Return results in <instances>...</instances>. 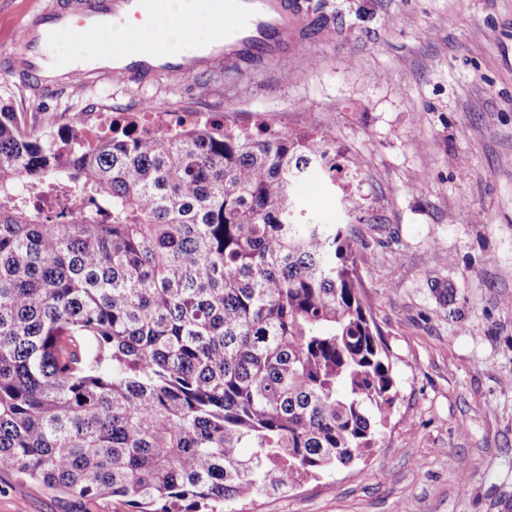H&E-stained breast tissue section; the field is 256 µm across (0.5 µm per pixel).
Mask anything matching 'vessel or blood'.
I'll list each match as a JSON object with an SVG mask.
<instances>
[{
  "mask_svg": "<svg viewBox=\"0 0 512 512\" xmlns=\"http://www.w3.org/2000/svg\"><path fill=\"white\" fill-rule=\"evenodd\" d=\"M209 15L223 18L232 38L204 39L198 55L188 57L160 46L142 50L127 42L111 55L80 63L59 59L68 82H87L100 73L116 82L146 83L160 75L189 77L206 63H237L245 59L286 61L297 42L296 0H202ZM164 0H58L36 22L22 27L19 49L11 59L15 73L39 88L53 85L47 44L66 36H94L126 27L132 20L155 25L161 18Z\"/></svg>",
  "mask_w": 512,
  "mask_h": 512,
  "instance_id": "b4317fda",
  "label": "vessel or blood"
}]
</instances>
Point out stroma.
<instances>
[{"label": "stroma", "instance_id": "stroma-1", "mask_svg": "<svg viewBox=\"0 0 512 512\" xmlns=\"http://www.w3.org/2000/svg\"><path fill=\"white\" fill-rule=\"evenodd\" d=\"M57 0H0V99L40 126L152 103L318 133L357 165L338 215L324 180L302 194L351 224L363 299L390 350L397 399L375 448L224 512H512V0H302L287 62L41 93L9 68L14 33ZM0 512H127L0 466Z\"/></svg>", "mask_w": 512, "mask_h": 512}]
</instances>
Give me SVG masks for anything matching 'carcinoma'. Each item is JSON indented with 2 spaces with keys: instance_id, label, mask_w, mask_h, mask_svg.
Listing matches in <instances>:
<instances>
[{
  "instance_id": "obj_1",
  "label": "carcinoma",
  "mask_w": 512,
  "mask_h": 512,
  "mask_svg": "<svg viewBox=\"0 0 512 512\" xmlns=\"http://www.w3.org/2000/svg\"><path fill=\"white\" fill-rule=\"evenodd\" d=\"M137 119L67 139L0 100V465L201 512L352 464L396 391L357 242L299 194L336 156Z\"/></svg>"
}]
</instances>
